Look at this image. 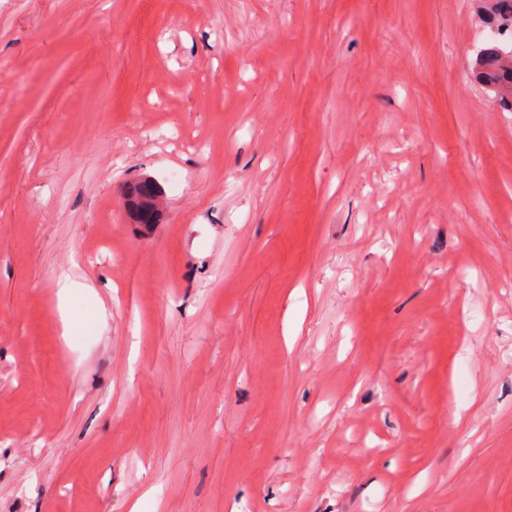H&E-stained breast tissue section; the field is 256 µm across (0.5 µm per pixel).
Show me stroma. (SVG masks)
<instances>
[{
	"label": "stroma",
	"instance_id": "35a3bbf8",
	"mask_svg": "<svg viewBox=\"0 0 512 512\" xmlns=\"http://www.w3.org/2000/svg\"><path fill=\"white\" fill-rule=\"evenodd\" d=\"M486 43L476 0H0V512H512ZM158 193L156 187L151 182H143L135 186L131 195L139 198L137 202L138 209L136 217L141 224L154 223L155 210L152 207V198Z\"/></svg>",
	"mask_w": 512,
	"mask_h": 512
}]
</instances>
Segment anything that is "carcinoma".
<instances>
[{
    "label": "carcinoma",
    "mask_w": 512,
    "mask_h": 512,
    "mask_svg": "<svg viewBox=\"0 0 512 512\" xmlns=\"http://www.w3.org/2000/svg\"><path fill=\"white\" fill-rule=\"evenodd\" d=\"M483 22L496 30L501 40L483 49V56L475 61L476 77L499 97L502 106L512 109V57L503 59L504 48L512 51V0H488L481 14ZM157 189L150 182L135 186L131 195L138 198L136 217L141 224L154 223L152 198Z\"/></svg>",
    "instance_id": "carcinoma-1"
}]
</instances>
